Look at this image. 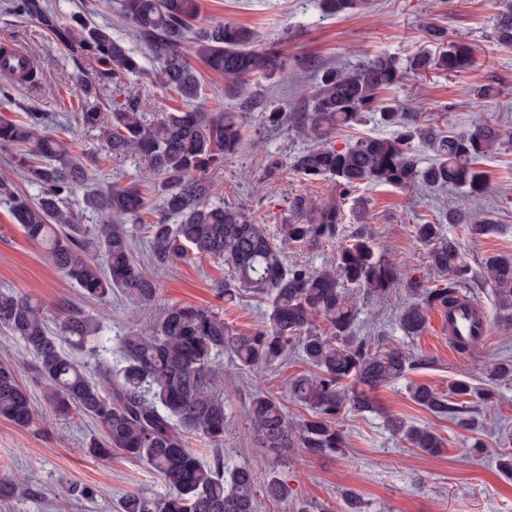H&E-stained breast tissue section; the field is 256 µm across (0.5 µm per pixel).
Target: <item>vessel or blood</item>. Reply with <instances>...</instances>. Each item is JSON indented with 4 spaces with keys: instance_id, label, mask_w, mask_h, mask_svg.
Masks as SVG:
<instances>
[{
    "instance_id": "b4317fda",
    "label": "vessel or blood",
    "mask_w": 512,
    "mask_h": 512,
    "mask_svg": "<svg viewBox=\"0 0 512 512\" xmlns=\"http://www.w3.org/2000/svg\"><path fill=\"white\" fill-rule=\"evenodd\" d=\"M452 347H464L466 353L480 351L490 334V320L484 306L470 296H463L455 305L438 310Z\"/></svg>"
}]
</instances>
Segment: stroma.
<instances>
[{
	"instance_id": "obj_1",
	"label": "stroma",
	"mask_w": 512,
	"mask_h": 512,
	"mask_svg": "<svg viewBox=\"0 0 512 512\" xmlns=\"http://www.w3.org/2000/svg\"><path fill=\"white\" fill-rule=\"evenodd\" d=\"M62 15L84 12L92 21L111 26L114 35L125 37L144 71L131 78L127 88L140 93L150 112L180 107V97L154 84L160 63L141 42L131 38L130 28L119 12V0H48ZM203 23L234 21L251 28L258 47L276 46L288 59V70L250 77L255 108H247L234 83L206 66L198 71L213 111L241 113L244 149L225 162L216 175L218 201L255 215L274 243H283L285 225L298 222L292 208L298 196H331V183L308 184L292 169L267 179L264 167L269 156L290 159L308 144L304 131L284 126L263 131L265 110L283 105L289 110L307 108L323 69L344 67L364 56L387 54L399 58L428 48V27L440 29L447 41L469 46L474 62L457 73L434 71L423 78H403L387 91L401 111L418 115L422 124L460 131L477 122L512 130V47L497 44L493 25L502 5L512 0H366L362 8L331 17L317 0H198ZM18 43L36 56L42 80L39 90L15 85L12 104L0 103V116L24 118L28 110L45 113L48 126L70 122L79 106L78 69L67 49L38 24L25 16L0 9V44ZM79 148L99 158L97 183L101 186L144 185L149 205L159 210L158 181L135 156L107 159L97 132L82 130ZM479 169L486 179L484 194L471 209L495 224L493 233L470 238L461 225H447L458 240L472 272L461 291L485 305L490 316L491 337L480 352L462 356L448 346V335L438 316H431L422 335L406 336L398 327L400 308L408 295V281L424 286L437 283L429 266L426 247L414 235V227L457 209L459 192L425 187L361 186L343 202V234L364 231L377 252L397 266L399 277L382 296H370L353 288L349 300L358 315L354 335L367 338L371 347L396 346L409 353L414 366L400 380L375 395L374 412H349L342 421L346 437L343 453L312 456L296 450L282 462H273L259 447L246 418V407L255 391L285 396L293 376L307 371L298 353L287 363L246 370L232 352L219 359L224 370L218 388L224 395L228 419L224 429V460L232 466L253 470L257 484L270 475L288 483L287 501L259 498L258 512H292L302 501L324 507L325 512H345V496L359 495L366 512H512V475L501 471L497 453L512 448V380L495 385L491 405L480 400L459 399L460 416H435L414 404L406 391L410 383L432 386L449 394L460 379L481 385L486 361L512 360V321L504 320L500 298L481 276V261L489 254L512 255V146L492 151ZM135 254L144 271L154 277L158 293L155 308L141 316L150 321L158 308L170 304L204 306L223 316L233 335L250 334L262 325L263 304L247 292L225 299L223 288L230 270L223 260L189 257L161 267L151 258L140 225H130ZM10 289L32 299L51 303L60 298L82 306L112 333H123L134 308L121 294L89 301L80 288L58 271L45 250L29 240L15 224L8 203L0 199V290ZM0 360L18 362L20 378L27 387L36 421L21 427L0 419V479L25 481L34 490L27 500L0 502V512H114L128 491L150 495L164 493L158 476L144 464L112 457L89 456L86 443L92 431L88 419L56 415L39 378L35 362L22 344L0 330ZM397 415L429 425L447 441L437 455L409 448L386 428L384 418ZM471 420V428L460 425ZM482 451L471 454L473 444ZM97 492L96 501L85 491Z\"/></svg>"
}]
</instances>
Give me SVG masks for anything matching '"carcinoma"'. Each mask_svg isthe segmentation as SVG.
Wrapping results in <instances>:
<instances>
[{"mask_svg":"<svg viewBox=\"0 0 512 512\" xmlns=\"http://www.w3.org/2000/svg\"><path fill=\"white\" fill-rule=\"evenodd\" d=\"M9 11L34 19L42 30L66 46L76 64H95V76L82 80V104L76 112L80 129L98 132L109 158L137 155L160 178L161 212L145 224L147 197L135 186H94L95 156L74 153L63 136L45 130V115L27 113L16 123L0 117V149L24 147L17 160L19 173L37 194L16 191L0 182V196L10 205L16 223L41 245L52 264L73 281L87 299L118 292L141 309L157 297L155 281L135 260L131 235L124 222L143 225L154 261L169 264L190 255L224 260L234 289L268 302L262 327L247 336L230 334L217 312L174 304L145 326L131 325L112 339L85 310L60 300L50 306L10 290L0 291V328L23 343L47 385L49 401L65 417L76 412L92 420L95 433L86 450L96 459L120 453L134 458L159 476L168 491L149 496L132 491L122 499L120 512H255L258 487L253 471L224 465V396L217 387L221 375L216 357L231 348L241 366L254 369L277 363L296 350L311 371L288 381V397L311 412L295 424L282 401L263 391L253 394L247 417L260 447L282 459L293 448L312 456L339 453L344 437L338 420L345 410L370 412L373 393L402 377L412 366L405 351L391 347L373 350L353 336L356 312L346 299L350 287L372 295L386 293L398 278L397 269L376 253L358 232L336 248L324 268L313 271L288 264L284 252L266 236L262 225L246 210L214 205L213 172L245 146L242 124L234 112L213 113L198 70L185 45L210 70L236 82L247 92L248 77L272 74L285 67L278 54L259 50L254 32L235 22L198 26L197 0H121V13L133 35L161 62L157 85L182 98L184 108L157 117L144 111L138 94L109 114L96 102L100 88L140 74L142 65L112 31L75 12L66 20L48 10L42 0H5ZM323 13L336 15L360 5V0H319ZM495 39L512 46V6L497 15ZM472 64L470 49L450 42L436 54L419 51L401 62L392 56L363 57L348 68L323 72L312 94L311 110L289 112L275 107L264 126L302 125L310 144L293 157L292 167L309 183L330 181L336 195L319 201L294 200L305 224H288L284 236L298 245L335 241L342 223L341 199L361 186L425 185L455 190L465 199L481 194L484 177L476 161L493 148L512 142V131L477 123L467 130L445 134L423 127L416 117L398 111L382 93L400 79L420 77L433 70L459 72ZM28 86L40 79L36 57L17 67ZM377 111L394 128L388 137L358 139L339 148L334 135L359 123L366 112ZM428 144L433 162L424 165L412 142ZM86 186L87 209L118 219L82 224L66 205L67 197ZM177 223H169V219ZM463 224L469 236L490 234L495 225L460 208L432 224L414 225L415 237L428 247L430 266L442 274L441 283L422 288L405 303L399 327L407 336L425 331L429 313L456 301L457 282L469 264L456 239L445 235L444 224ZM485 279L504 302H512V257L488 255L482 262ZM322 319L328 330L315 327ZM512 377V361L501 359L486 367V380L497 384ZM408 393L417 405L435 415H452L459 408L425 384H412ZM0 418L19 426L35 419L30 395L19 381L18 367L0 363ZM390 430L426 454H436L445 442L430 426L387 417ZM207 442L212 459L202 460L186 446L183 433ZM265 496L288 498V484L277 476L264 487ZM32 495L24 483H0V498Z\"/></svg>","mask_w":512,"mask_h":512,"instance_id":"1","label":"carcinoma"}]
</instances>
